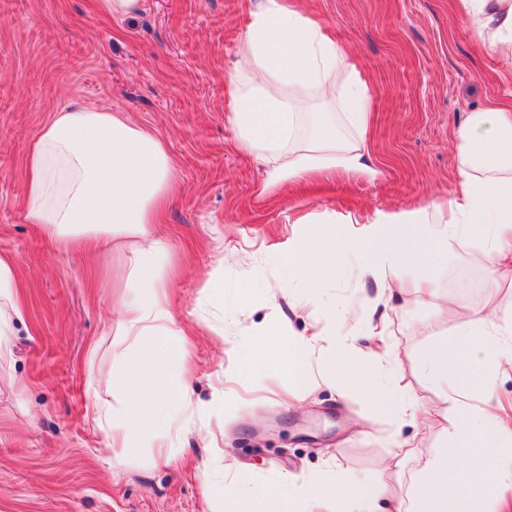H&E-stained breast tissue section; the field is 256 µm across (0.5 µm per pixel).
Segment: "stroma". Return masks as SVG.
Here are the masks:
<instances>
[{"mask_svg": "<svg viewBox=\"0 0 512 512\" xmlns=\"http://www.w3.org/2000/svg\"><path fill=\"white\" fill-rule=\"evenodd\" d=\"M305 7L358 58L372 90L376 178L272 184L235 147L224 84L249 23L245 0H144L129 18L103 16L92 0H0V255L15 261L24 308L0 333V512H219L225 482L243 472L268 485L287 474L367 483L392 441L416 451L442 439L441 423L402 419L359 390L301 388L282 368L251 366L260 344L283 348L323 325L324 304L341 303L345 341L360 355L371 345L363 329L387 313L380 346L396 382L420 406L439 405L420 354L452 334V320L412 301L387 310L377 284L343 265L307 284L289 275L288 246L330 214L448 198L457 130L471 112L512 106V60L477 47L459 0ZM74 101L125 113L163 140L174 166L178 193L161 230L177 259L167 290L185 334L176 349L194 375L192 402L224 397L214 413L160 431L174 445L165 465L136 442L113 466L94 404L118 407L124 395L89 386L91 366L120 374L142 357L116 333L132 237L94 258L61 248L26 207V146ZM434 275L460 307L512 312V281L489 287L477 253L449 254ZM211 277L223 302L200 293Z\"/></svg>", "mask_w": 512, "mask_h": 512, "instance_id": "1", "label": "stroma"}]
</instances>
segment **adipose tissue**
<instances>
[{"label":"adipose tissue","instance_id":"adipose-tissue-1","mask_svg":"<svg viewBox=\"0 0 512 512\" xmlns=\"http://www.w3.org/2000/svg\"><path fill=\"white\" fill-rule=\"evenodd\" d=\"M462 13L478 43L512 59V0H460ZM243 48L226 81L229 122L236 147L263 165L271 181L303 180L336 170L374 178L379 170L366 144L373 95L354 57L289 0H253ZM336 107L337 117L313 116L306 102ZM27 207L33 221L61 242L88 247L102 238L138 235L124 283L128 297L119 312L117 333L134 337L141 361L122 374L97 373L92 387L124 392L120 407H95L110 447L153 436L181 423L193 404L188 382L173 384L170 345L179 331L169 308L167 260L153 228L162 223L176 179L163 141L134 124L124 113L73 102L54 112L25 151ZM454 161L457 187L445 201L377 211L367 219L364 254L352 263L356 279H372L402 301L416 293L435 302L447 300L432 286L433 269L456 249L479 251L492 280L512 271V110L487 107L472 112L460 127ZM348 216L328 218L329 230L288 248V266L312 280L333 277L353 247ZM417 270L404 282V270ZM322 332L293 339L283 363L299 382L309 378L322 337L341 336L339 306L325 309ZM497 351L502 373L512 372V314L477 306L457 315L453 341H440L421 357L424 372L439 386L441 404L434 415L446 425L442 442L421 454L418 477L405 496L392 495L385 478L401 467L403 442H396L380 476L356 495L341 479L324 483L286 476L280 488L246 486L245 475L224 485L225 512H295L314 495L336 501V512H486L492 482L512 483V430L493 405V387L473 379L487 348ZM384 359L331 357L323 365L326 381L367 388L376 401L404 415L419 405L410 393L383 379ZM482 437V451L466 453V437Z\"/></svg>","mask_w":512,"mask_h":512}]
</instances>
